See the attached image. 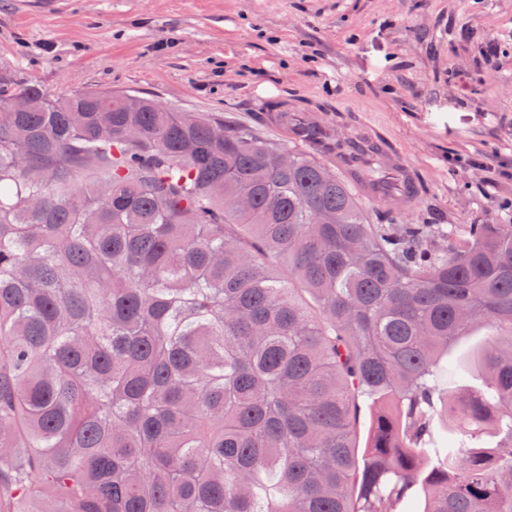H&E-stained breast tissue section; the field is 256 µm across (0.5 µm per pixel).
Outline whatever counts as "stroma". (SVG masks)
<instances>
[{
    "mask_svg": "<svg viewBox=\"0 0 512 512\" xmlns=\"http://www.w3.org/2000/svg\"><path fill=\"white\" fill-rule=\"evenodd\" d=\"M1 74L277 143L254 100H298L341 136L337 112L368 118L422 183L400 223L512 224V0H0Z\"/></svg>",
    "mask_w": 512,
    "mask_h": 512,
    "instance_id": "1",
    "label": "stroma"
}]
</instances>
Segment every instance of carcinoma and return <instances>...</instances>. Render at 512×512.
<instances>
[{
  "label": "carcinoma",
  "instance_id": "carcinoma-1",
  "mask_svg": "<svg viewBox=\"0 0 512 512\" xmlns=\"http://www.w3.org/2000/svg\"><path fill=\"white\" fill-rule=\"evenodd\" d=\"M125 98L0 77V512H512V224ZM490 334L489 329L485 325L479 326L471 336L459 341L451 351L453 360L466 361L468 352L475 346L480 345L484 342L486 336Z\"/></svg>",
  "mask_w": 512,
  "mask_h": 512
}]
</instances>
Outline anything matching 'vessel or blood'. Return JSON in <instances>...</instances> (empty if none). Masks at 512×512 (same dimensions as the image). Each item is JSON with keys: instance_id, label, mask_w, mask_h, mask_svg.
Masks as SVG:
<instances>
[{"instance_id": "obj_1", "label": "vessel or blood", "mask_w": 512, "mask_h": 512, "mask_svg": "<svg viewBox=\"0 0 512 512\" xmlns=\"http://www.w3.org/2000/svg\"><path fill=\"white\" fill-rule=\"evenodd\" d=\"M254 109L287 138L327 158L359 194L376 198L385 193L405 205L419 197L422 184L415 168L372 122L354 121L347 113H337V122L354 127L353 133L341 140L330 127L312 121L297 101H282L273 107L263 99Z\"/></svg>"}]
</instances>
